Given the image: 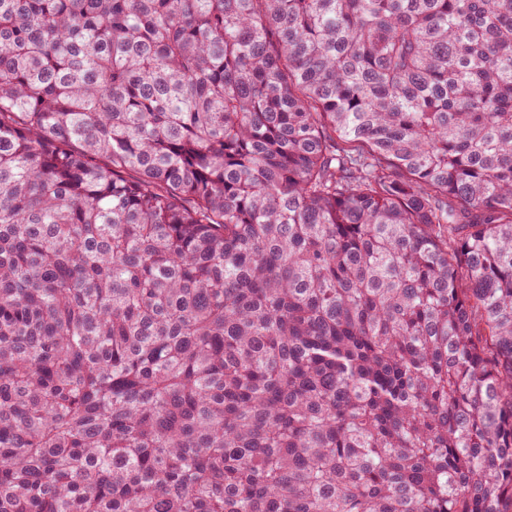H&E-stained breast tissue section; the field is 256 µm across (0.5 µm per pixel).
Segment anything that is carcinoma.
Returning <instances> with one entry per match:
<instances>
[{
  "mask_svg": "<svg viewBox=\"0 0 512 512\" xmlns=\"http://www.w3.org/2000/svg\"><path fill=\"white\" fill-rule=\"evenodd\" d=\"M0 512H512V0H0Z\"/></svg>",
  "mask_w": 512,
  "mask_h": 512,
  "instance_id": "carcinoma-1",
  "label": "carcinoma"
}]
</instances>
